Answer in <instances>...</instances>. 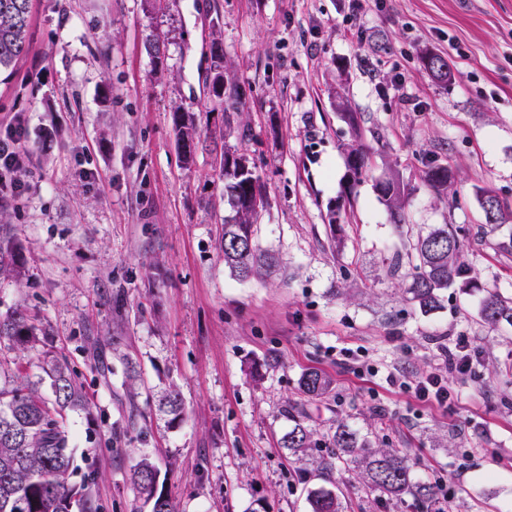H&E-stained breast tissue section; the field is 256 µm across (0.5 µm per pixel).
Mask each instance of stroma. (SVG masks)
I'll use <instances>...</instances> for the list:
<instances>
[{
	"instance_id": "35a3bbf8",
	"label": "stroma",
	"mask_w": 512,
	"mask_h": 512,
	"mask_svg": "<svg viewBox=\"0 0 512 512\" xmlns=\"http://www.w3.org/2000/svg\"><path fill=\"white\" fill-rule=\"evenodd\" d=\"M217 41L242 93L231 110L211 92ZM27 42L0 71V133L25 125L24 190L0 191L21 278L0 280V313L44 331L28 373L50 351L83 383L69 445L99 471L103 512H149L130 483L144 456L177 512H309L322 481L280 445L292 408L316 438L344 421L407 452L472 512H512V326L484 324L458 287L421 314L401 270L419 232L450 224L470 277L512 296V253L496 247L512 223L490 228L476 200L484 187L512 206V0H31ZM428 52L448 58L450 85L424 69ZM178 110L196 118L190 163ZM354 142L370 161L352 188ZM227 150L256 166V239L279 259L244 281L220 247ZM428 158L450 164L446 194L422 181ZM393 168L400 230L375 190ZM460 336L476 376L448 370ZM310 370L332 392L304 394ZM432 372L454 408L415 395ZM169 387L184 405L173 426L158 408ZM336 481L346 512H421L366 496L347 468Z\"/></svg>"
}]
</instances>
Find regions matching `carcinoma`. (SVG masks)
<instances>
[{"mask_svg": "<svg viewBox=\"0 0 512 512\" xmlns=\"http://www.w3.org/2000/svg\"><path fill=\"white\" fill-rule=\"evenodd\" d=\"M30 0H0V68L9 67L27 51ZM178 141L186 156L195 148L194 119L175 113ZM349 188L360 182L366 171V151L359 145L346 149ZM423 182L443 193L451 183L450 166L437 160L428 161L422 170ZM260 187L255 169L242 173L224 170V191L232 214L224 217L221 249L224 265L239 279L257 272L258 263L269 266L276 262L271 253H262L256 244L255 213L246 204L248 195ZM378 195L397 228L404 224L405 185L399 173L392 172L376 184ZM485 223L497 227L512 222V208L505 206L492 190L478 191ZM464 241L446 224L430 228L412 245L409 262L408 293L420 312L429 313L440 305V294L459 285L480 295L479 315L490 325H512V299L493 287H482L468 277L462 262ZM17 276L16 251L12 240L0 236V276ZM32 329L21 309L0 314V340L13 342V347L26 350ZM42 375L32 381L23 374L21 359L8 366L0 362V512H102V505L92 492L99 474L79 471L69 450L68 413L86 408L83 383L77 381L67 360L47 356L41 366ZM49 381L53 398L40 393L39 386ZM333 381L319 371H308L300 380L301 390L321 396L332 390ZM169 423L183 414L180 393L169 390L162 399ZM292 422L282 437V447L292 453L308 448H325L317 461L316 471L330 487L314 488L308 493L309 512H344L345 505L335 488L333 474L344 464L354 470L370 493H378L398 501L407 497L424 505L437 499V487L417 479L407 456L393 448H375L369 439L340 422L335 431L320 443L295 411H288ZM131 484L136 494L150 505V512H175L165 487L159 484V472L147 458L134 467Z\"/></svg>", "mask_w": 512, "mask_h": 512, "instance_id": "cac0c4a2", "label": "carcinoma"}]
</instances>
